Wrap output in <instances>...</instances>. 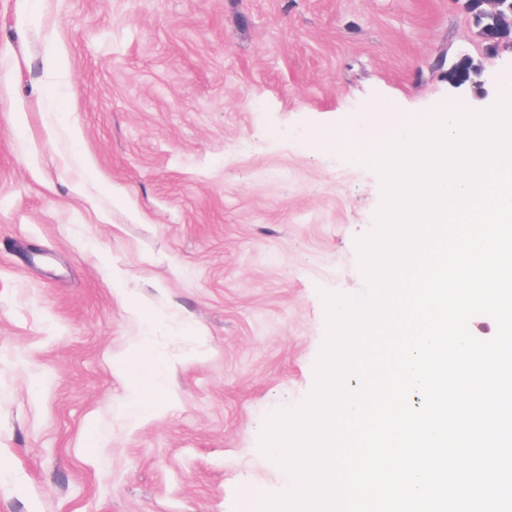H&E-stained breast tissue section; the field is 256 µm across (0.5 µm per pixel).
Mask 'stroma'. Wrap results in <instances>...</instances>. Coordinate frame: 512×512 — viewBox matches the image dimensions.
I'll use <instances>...</instances> for the list:
<instances>
[{
  "instance_id": "35a3bbf8",
  "label": "stroma",
  "mask_w": 512,
  "mask_h": 512,
  "mask_svg": "<svg viewBox=\"0 0 512 512\" xmlns=\"http://www.w3.org/2000/svg\"><path fill=\"white\" fill-rule=\"evenodd\" d=\"M482 85L454 87L462 56ZM464 0H0V512H244L292 490L323 294L364 284L374 107L487 109ZM165 400L127 415L140 341Z\"/></svg>"
}]
</instances>
